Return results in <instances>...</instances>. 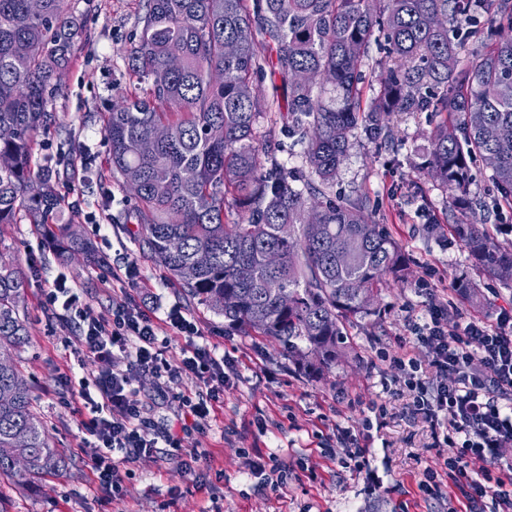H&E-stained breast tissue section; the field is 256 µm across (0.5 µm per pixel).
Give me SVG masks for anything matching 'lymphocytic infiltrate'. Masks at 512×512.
<instances>
[{"label":"lymphocytic infiltrate","instance_id":"obj_1","mask_svg":"<svg viewBox=\"0 0 512 512\" xmlns=\"http://www.w3.org/2000/svg\"><path fill=\"white\" fill-rule=\"evenodd\" d=\"M47 305L61 307L78 321L75 353L107 363L103 372L88 371L61 381L89 411L84 423L85 447L91 448L93 473L99 486L119 495L121 463L179 447L188 424L152 433L143 419L144 405L130 388L128 374L148 369L174 381L187 375L203 384L198 399L182 397L190 414L206 419L231 380L235 362L207 345L190 344L178 365L164 357L169 336L198 335L197 325L179 307L164 317L150 314L146 301L124 298L112 307L111 320L88 317L81 289L55 281L45 295ZM414 344L418 356L394 359V379L411 397L412 415L421 417L448 452L440 469H426L418 487L431 493L441 480L467 486L466 512H512V465L502 463L499 450L512 444V315L500 313L496 325L482 320L461 323L448 314L440 298L429 303V318L419 326ZM475 455L499 472L494 485L469 476L463 460Z\"/></svg>","mask_w":512,"mask_h":512}]
</instances>
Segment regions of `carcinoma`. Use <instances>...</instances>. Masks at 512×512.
I'll return each mask as SVG.
<instances>
[{
    "label": "carcinoma",
    "mask_w": 512,
    "mask_h": 512,
    "mask_svg": "<svg viewBox=\"0 0 512 512\" xmlns=\"http://www.w3.org/2000/svg\"><path fill=\"white\" fill-rule=\"evenodd\" d=\"M28 2L0 0V224L22 211L57 258L84 260L92 243L58 215L57 163H34L33 141L56 121L48 100L85 28L62 0H42L38 14ZM480 12L501 32L461 67L459 28ZM256 27L273 55L259 50ZM378 34L385 60L366 98L363 67ZM127 62L148 88L105 117L106 168L139 181L140 242L191 297L268 338L306 374L336 363L345 323L378 313L386 277L409 274L402 247L362 199L330 196L360 125L377 140L391 112L454 116L413 166L448 192L450 231L468 258L512 287V243L470 221L481 203L469 191L471 161L492 156L496 209L512 210V0H255L252 10L247 0H146ZM266 66L280 81L272 102L258 81ZM271 105L304 144L315 176L304 191L261 140ZM281 224L293 226L290 239ZM27 281L0 252V358L29 342ZM62 463L31 386L14 362L0 364V476L38 480Z\"/></svg>",
    "instance_id": "cac0c4a2"
}]
</instances>
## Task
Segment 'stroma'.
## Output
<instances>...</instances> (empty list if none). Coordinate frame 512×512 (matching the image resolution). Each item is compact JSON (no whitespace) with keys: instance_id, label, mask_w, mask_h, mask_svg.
Segmentation results:
<instances>
[{"instance_id":"1","label":"stroma","mask_w":512,"mask_h":512,"mask_svg":"<svg viewBox=\"0 0 512 512\" xmlns=\"http://www.w3.org/2000/svg\"><path fill=\"white\" fill-rule=\"evenodd\" d=\"M63 7L82 17L86 38L61 75L49 106L56 123L38 134L34 158L90 146L88 170L69 168L57 192L65 215L74 216L101 260L59 261L33 225L0 224V252L17 261L29 281L23 312L31 336L12 357L32 387L34 411L52 447L65 460L58 472L32 485L0 478V502L8 512H448L449 499L462 497L459 489L444 486L426 499L417 487L421 470L437 460L428 423L411 416L405 392H383L381 381L395 375L392 358L413 354V327L427 316L430 290L445 289L467 275L478 284L479 295H449L452 312L492 322L500 307L512 305V288L469 261L446 229L447 192L412 168L436 118L429 112L394 113L383 139L371 140L360 128L352 133L331 192L366 200L376 222L401 244L410 275L404 283L381 284L379 314L347 324L342 357L323 378L311 379L264 337L229 327L144 253L130 217L131 194L104 166L108 146L102 116L138 86L126 50L141 29L144 0H63ZM262 125L269 132V153L287 165L297 186L306 185L312 174L279 114L269 113ZM98 224L104 233L95 232ZM128 259L138 264L143 293L156 298L160 311L180 306L200 329V343L231 357L237 376L214 416L183 434L180 448L121 464L122 495L115 499L99 487L90 451L82 446L87 410L81 401L59 398L58 377L77 360L68 340L79 328L62 309L46 305L45 292L54 281L68 280L82 288L89 317H108L113 302L124 297L123 288L110 284L112 270ZM128 381L151 427L175 422L179 403L160 396L154 374L134 370ZM374 403L383 405L384 414L368 441L370 473L324 457L322 448L341 449L336 429H360ZM185 448H203L208 455L188 468L181 462ZM244 448L285 461L287 485L277 488L248 475L240 456Z\"/></svg>"}]
</instances>
